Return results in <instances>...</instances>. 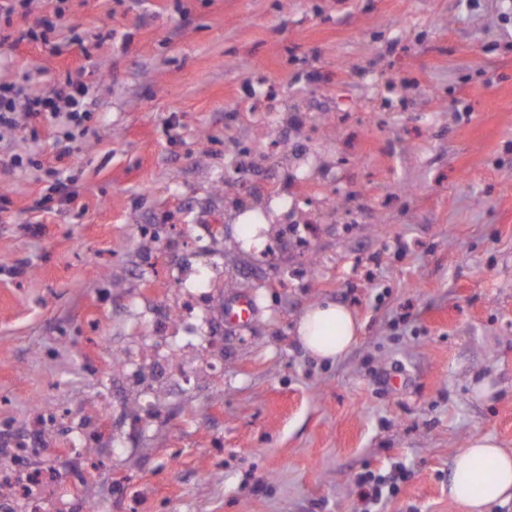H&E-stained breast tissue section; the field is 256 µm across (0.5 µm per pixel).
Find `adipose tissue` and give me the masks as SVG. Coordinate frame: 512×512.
<instances>
[{
    "mask_svg": "<svg viewBox=\"0 0 512 512\" xmlns=\"http://www.w3.org/2000/svg\"><path fill=\"white\" fill-rule=\"evenodd\" d=\"M361 329L348 306L325 300L301 315L296 333L311 357L333 362L351 349ZM448 496L467 504L471 512H490L493 505L512 499V454L491 437L470 438L453 459Z\"/></svg>",
    "mask_w": 512,
    "mask_h": 512,
    "instance_id": "adipose-tissue-1",
    "label": "adipose tissue"
}]
</instances>
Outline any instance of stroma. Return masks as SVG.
<instances>
[{
  "label": "stroma",
  "instance_id": "1",
  "mask_svg": "<svg viewBox=\"0 0 512 512\" xmlns=\"http://www.w3.org/2000/svg\"><path fill=\"white\" fill-rule=\"evenodd\" d=\"M62 21L90 59L0 47L1 85H89L75 140L0 139L14 483L51 476L48 512H467L454 455L512 452V0L27 10ZM322 300L362 324L333 364L296 334ZM401 467L367 506L357 475Z\"/></svg>",
  "mask_w": 512,
  "mask_h": 512
}]
</instances>
